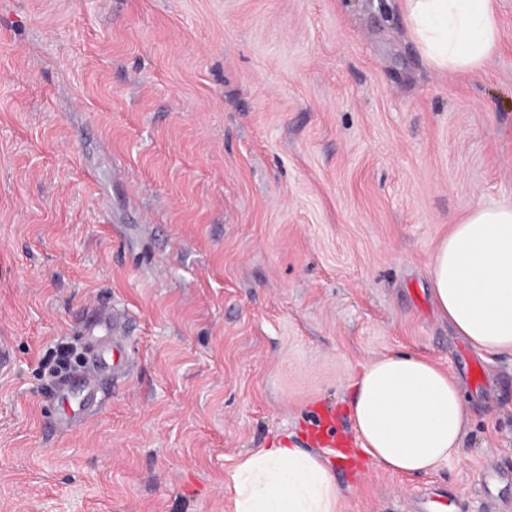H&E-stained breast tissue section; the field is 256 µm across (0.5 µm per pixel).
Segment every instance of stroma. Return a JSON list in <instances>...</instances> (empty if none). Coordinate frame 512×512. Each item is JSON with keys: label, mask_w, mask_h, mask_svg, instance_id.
Segmentation results:
<instances>
[{"label": "stroma", "mask_w": 512, "mask_h": 512, "mask_svg": "<svg viewBox=\"0 0 512 512\" xmlns=\"http://www.w3.org/2000/svg\"><path fill=\"white\" fill-rule=\"evenodd\" d=\"M472 73L399 0H0V512H230L245 452L332 416L386 354L461 385L458 457L336 463L343 512H512V353L474 350L429 263L512 203V0ZM124 312L126 377L68 433L58 344Z\"/></svg>", "instance_id": "stroma-1"}]
</instances>
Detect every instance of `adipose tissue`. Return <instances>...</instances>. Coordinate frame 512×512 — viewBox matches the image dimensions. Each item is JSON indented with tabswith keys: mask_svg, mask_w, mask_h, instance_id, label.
<instances>
[{
	"mask_svg": "<svg viewBox=\"0 0 512 512\" xmlns=\"http://www.w3.org/2000/svg\"><path fill=\"white\" fill-rule=\"evenodd\" d=\"M430 67L473 72L499 41L497 0H401ZM438 315L473 349L512 353V203L478 205L452 225L429 267ZM363 454L391 473L425 475L458 455L466 413L459 383L432 361L385 355L351 383ZM232 512H341L328 460L280 441L249 451L224 474Z\"/></svg>",
	"mask_w": 512,
	"mask_h": 512,
	"instance_id": "ef3b65f1",
	"label": "adipose tissue"
}]
</instances>
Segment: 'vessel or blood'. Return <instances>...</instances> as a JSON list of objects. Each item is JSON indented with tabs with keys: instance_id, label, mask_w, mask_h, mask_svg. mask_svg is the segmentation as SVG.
<instances>
[{
	"instance_id": "1",
	"label": "vessel or blood",
	"mask_w": 512,
	"mask_h": 512,
	"mask_svg": "<svg viewBox=\"0 0 512 512\" xmlns=\"http://www.w3.org/2000/svg\"><path fill=\"white\" fill-rule=\"evenodd\" d=\"M123 325V315L110 310L97 313L88 325L90 341L82 366L59 377L54 386L56 397L78 399L75 413H64L57 418L60 431H71L77 417L96 412L104 381L124 374L123 363L117 358L126 342Z\"/></svg>"
}]
</instances>
